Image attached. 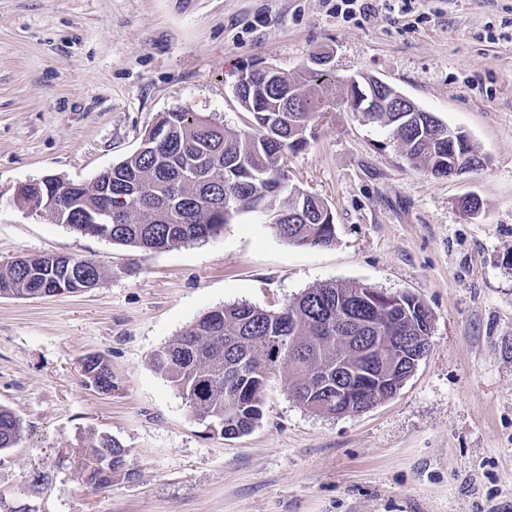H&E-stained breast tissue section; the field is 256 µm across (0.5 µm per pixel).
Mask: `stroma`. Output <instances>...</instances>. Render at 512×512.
Here are the masks:
<instances>
[{
  "label": "stroma",
  "mask_w": 512,
  "mask_h": 512,
  "mask_svg": "<svg viewBox=\"0 0 512 512\" xmlns=\"http://www.w3.org/2000/svg\"><path fill=\"white\" fill-rule=\"evenodd\" d=\"M328 51L326 110L292 183L324 199L329 247H296L263 214L217 237L145 254L75 233L14 201L46 176L88 182L135 152L166 112L247 126L235 85L291 74ZM385 81L465 132L478 170L413 168L388 129L350 112L349 77ZM474 196L478 215L460 203ZM64 254L100 262L97 288L0 297V405L23 436L0 455V494L49 477L41 512H512V0H0V264ZM329 281L417 296L431 350L392 398L356 415L308 411L281 373L261 423L225 437L196 418L149 358L206 312L278 310ZM112 366V391L81 360ZM108 433L127 449L106 489L65 452ZM82 372L87 381L91 379L87 376L93 374L96 384V390L100 393H109L112 388V367L104 356L98 354H88L82 359Z\"/></svg>",
  "instance_id": "1"
}]
</instances>
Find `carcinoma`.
I'll list each match as a JSON object with an SVG mask.
<instances>
[{
	"instance_id": "obj_1",
	"label": "carcinoma",
	"mask_w": 512,
	"mask_h": 512,
	"mask_svg": "<svg viewBox=\"0 0 512 512\" xmlns=\"http://www.w3.org/2000/svg\"><path fill=\"white\" fill-rule=\"evenodd\" d=\"M321 70L293 76L285 71L268 78L237 82L235 92L252 127L231 132L195 112L176 109L158 124L171 129V141L157 149L133 154L100 172L90 183L48 178L30 185L33 200L54 195L62 206L59 220L81 235H98L145 254L194 240L217 237L224 225L242 212L268 217L269 227L296 246L329 247L336 241L331 209L320 197L290 183L285 169L290 153L303 150L309 124L324 109L318 87ZM293 94L291 109L276 108L278 96ZM364 120L389 127L410 164L433 176L453 165L469 169L470 158L459 148L448 149V125L432 112H364ZM125 195L131 212L118 224H89V216ZM92 267L90 258L60 260L51 255L19 256L0 265V297L43 298L60 282L78 293L85 280L72 276L74 264ZM357 282H325L306 289L287 307L268 311L246 303L211 310L189 324L179 336L156 350L150 364L201 420L224 422V436L251 432L262 420L264 399L277 373L290 376L289 393L304 408L330 416L360 406L352 393L336 400V368H357L346 384L365 390L367 397L394 396L410 359L359 357L336 344L332 336H428L432 316L415 296L400 295L397 306L373 296H356ZM283 344V355L272 363L270 342ZM83 375L94 376L96 390L112 388V367L104 356L82 359ZM20 419L0 407V453L16 447ZM84 482L94 489L112 486L124 470L127 450L107 433L93 434L75 449Z\"/></svg>"
}]
</instances>
